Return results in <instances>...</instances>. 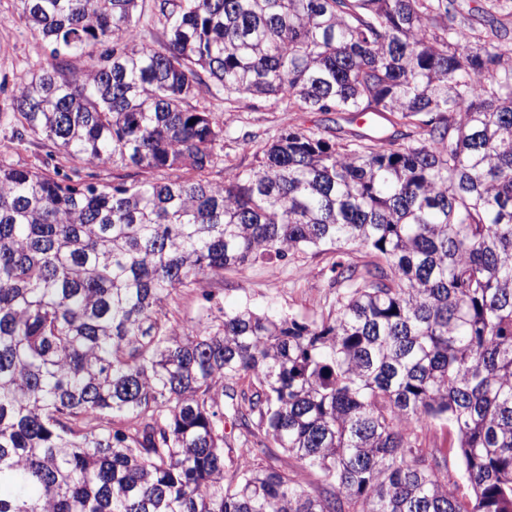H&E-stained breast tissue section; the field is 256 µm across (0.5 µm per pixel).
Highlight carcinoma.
<instances>
[{"instance_id": "cac0c4a2", "label": "carcinoma", "mask_w": 512, "mask_h": 512, "mask_svg": "<svg viewBox=\"0 0 512 512\" xmlns=\"http://www.w3.org/2000/svg\"><path fill=\"white\" fill-rule=\"evenodd\" d=\"M15 10L50 59L4 119L54 150L0 160V512H512V0ZM203 86L324 119L244 134L256 164L215 184ZM310 249L344 255L318 317L169 309ZM204 301L199 293H179L175 297V303L172 306H177L181 317L185 319L197 318L201 312V307ZM418 433L422 436L424 448L438 449L444 453L451 452L453 456L456 446L455 437L449 432L448 426L435 421L419 428Z\"/></svg>"}]
</instances>
